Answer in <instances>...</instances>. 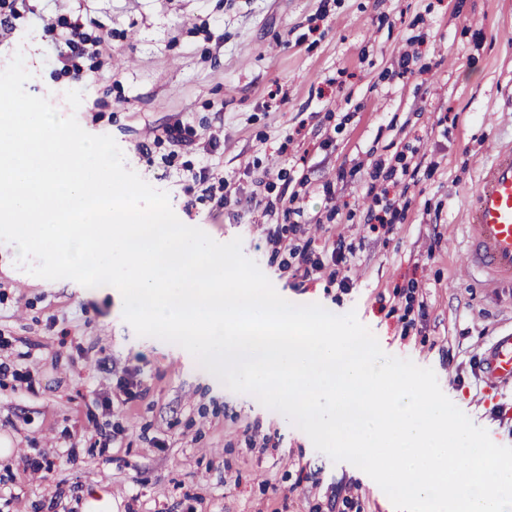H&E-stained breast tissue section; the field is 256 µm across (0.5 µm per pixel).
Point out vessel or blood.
<instances>
[{"mask_svg": "<svg viewBox=\"0 0 512 512\" xmlns=\"http://www.w3.org/2000/svg\"><path fill=\"white\" fill-rule=\"evenodd\" d=\"M468 276L485 285L512 288V140L494 144L468 197L466 246ZM488 390L512 384V333L496 337L484 367Z\"/></svg>", "mask_w": 512, "mask_h": 512, "instance_id": "vessel-or-blood-1", "label": "vessel or blood"}]
</instances>
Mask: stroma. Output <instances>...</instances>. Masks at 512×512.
Masks as SVG:
<instances>
[{"instance_id":"stroma-1","label":"stroma","mask_w":512,"mask_h":512,"mask_svg":"<svg viewBox=\"0 0 512 512\" xmlns=\"http://www.w3.org/2000/svg\"><path fill=\"white\" fill-rule=\"evenodd\" d=\"M76 20L109 37L112 64L92 83L50 61L45 24ZM405 52L418 68L403 74ZM18 53L27 91L112 136L182 223L241 238L290 303L356 312L385 353L432 368L512 446V387L487 393L479 369L491 336L512 328V290L460 275L468 195L491 144L512 139V0H29L0 40V70ZM172 124L183 146L155 140ZM204 168L235 205L205 196ZM392 204L403 218L367 224ZM294 224L322 265L307 281L274 238ZM325 226L351 252L350 287L328 278ZM16 260L0 242V440L23 451L0 462V512H78L100 483L115 512H392L283 414L137 336L114 294Z\"/></svg>"}]
</instances>
